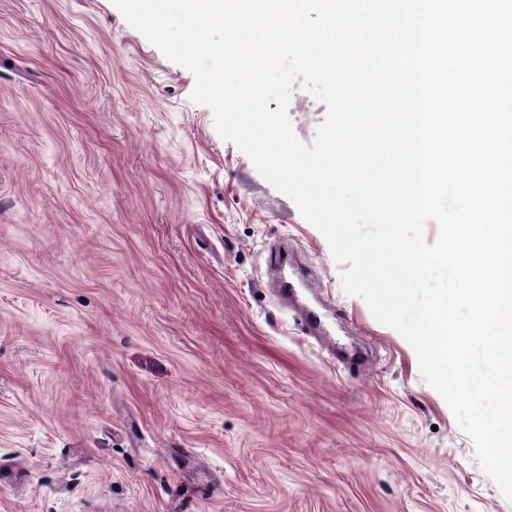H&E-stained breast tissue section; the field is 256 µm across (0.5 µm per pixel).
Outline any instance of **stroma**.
<instances>
[{"mask_svg": "<svg viewBox=\"0 0 512 512\" xmlns=\"http://www.w3.org/2000/svg\"><path fill=\"white\" fill-rule=\"evenodd\" d=\"M194 85L112 0H0V512H512ZM288 114L309 146L327 107ZM298 312L307 336H316L324 332L327 317L324 307L307 306Z\"/></svg>", "mask_w": 512, "mask_h": 512, "instance_id": "1", "label": "stroma"}]
</instances>
